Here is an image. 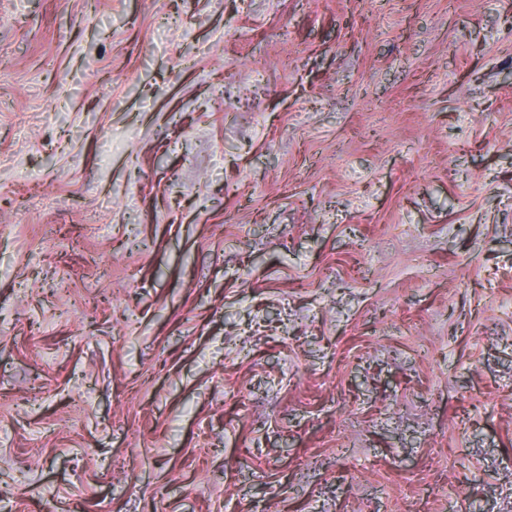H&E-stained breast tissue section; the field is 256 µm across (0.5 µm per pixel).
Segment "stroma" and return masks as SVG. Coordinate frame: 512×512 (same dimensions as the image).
Listing matches in <instances>:
<instances>
[{
  "label": "stroma",
  "mask_w": 512,
  "mask_h": 512,
  "mask_svg": "<svg viewBox=\"0 0 512 512\" xmlns=\"http://www.w3.org/2000/svg\"><path fill=\"white\" fill-rule=\"evenodd\" d=\"M0 512H512V0H0Z\"/></svg>",
  "instance_id": "35a3bbf8"
}]
</instances>
